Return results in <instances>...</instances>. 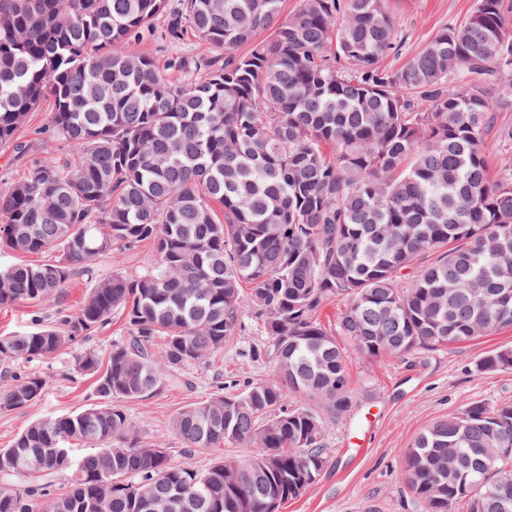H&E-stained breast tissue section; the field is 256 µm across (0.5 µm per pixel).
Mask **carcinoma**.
Wrapping results in <instances>:
<instances>
[{
	"label": "carcinoma",
	"instance_id": "cac0c4a2",
	"mask_svg": "<svg viewBox=\"0 0 512 512\" xmlns=\"http://www.w3.org/2000/svg\"><path fill=\"white\" fill-rule=\"evenodd\" d=\"M162 17L212 52L176 60L178 84L134 48ZM400 43L385 0H300L286 17L281 0H0V147L24 152L16 134L47 102V131L71 150L0 193V249L54 255L1 268L0 306L59 308L74 276L92 281L60 325L0 336V410L49 386L19 363L115 314L127 330L77 357L96 403L0 448V512H277L321 476L327 419L351 407L344 344L395 358L512 327V151L495 179L486 159L490 134L512 144L497 115L508 99L490 95L512 90V15L476 0L382 67ZM143 243L150 266L118 267ZM102 255L117 267L99 278ZM333 298L345 308L328 329L318 313ZM247 310L276 380L190 404L173 429L187 448L258 452L175 464L134 436L122 402L184 383ZM511 369V349L476 364ZM76 441L96 451L76 458ZM405 457L426 512H512V404L470 402Z\"/></svg>",
	"mask_w": 512,
	"mask_h": 512
}]
</instances>
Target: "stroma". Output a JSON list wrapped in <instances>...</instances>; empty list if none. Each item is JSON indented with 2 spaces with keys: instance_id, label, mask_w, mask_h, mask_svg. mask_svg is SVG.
<instances>
[{
  "instance_id": "1",
  "label": "stroma",
  "mask_w": 512,
  "mask_h": 512,
  "mask_svg": "<svg viewBox=\"0 0 512 512\" xmlns=\"http://www.w3.org/2000/svg\"><path fill=\"white\" fill-rule=\"evenodd\" d=\"M475 0H386L397 20L402 42L397 54L385 59L394 69L417 52L439 29L465 20ZM166 22L158 20L151 35L137 45L153 57L170 80L181 81L172 63L178 58L205 59L208 46L192 35L174 41L166 37ZM46 108L31 112L18 136L29 141L27 155L17 157L0 148V192L18 179L32 159L66 155V145L50 139ZM56 319L54 309L34 305L0 306V334H11ZM122 318L96 332L88 345H75L44 359L40 371L52 381L35 405L0 411V448L38 418L78 412L94 403V379L77 375L74 361L84 348L105 353L125 336ZM268 341L252 318H245L238 335L225 343L204 365L188 370L190 387L165 389L155 398L129 401L123 408L138 438L166 448L173 463L202 471L220 457H248L255 450L245 444L220 449L186 450L172 428L174 416L186 405L206 400L216 387L235 393L251 382L276 378L271 359L259 351ZM512 348V328L493 336L404 358L370 359L350 356L352 408L342 418L329 420L322 442L329 463L319 479L297 498L284 502L279 512H426L407 484L404 450L433 422L456 414L469 402L490 406L512 404V370L481 374L477 361L488 351Z\"/></svg>"
}]
</instances>
